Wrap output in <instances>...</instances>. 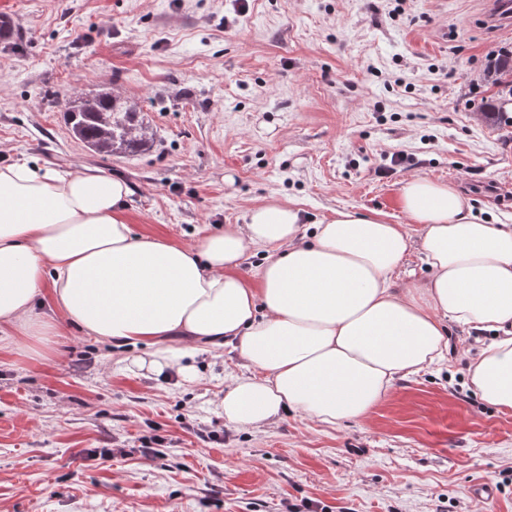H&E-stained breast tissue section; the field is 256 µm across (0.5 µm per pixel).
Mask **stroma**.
<instances>
[{
    "mask_svg": "<svg viewBox=\"0 0 512 512\" xmlns=\"http://www.w3.org/2000/svg\"><path fill=\"white\" fill-rule=\"evenodd\" d=\"M486 2L0 0L23 35L0 41V166L123 179L136 232L177 243L274 198L310 223L404 224L413 176L512 224V123L486 78L512 31L485 28ZM100 84L138 104L150 146L103 156L72 136L65 100ZM392 154L405 163L383 171ZM448 341L364 418L248 428L217 407L235 351L179 387L58 326L47 358L0 350V512H512V413L466 383L484 338L453 325ZM484 479L493 496L474 497Z\"/></svg>",
    "mask_w": 512,
    "mask_h": 512,
    "instance_id": "1",
    "label": "stroma"
}]
</instances>
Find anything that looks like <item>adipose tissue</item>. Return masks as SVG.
I'll list each match as a JSON object with an SVG mask.
<instances>
[{"label": "adipose tissue", "instance_id": "obj_1", "mask_svg": "<svg viewBox=\"0 0 512 512\" xmlns=\"http://www.w3.org/2000/svg\"><path fill=\"white\" fill-rule=\"evenodd\" d=\"M125 181L38 164L0 166V350L18 337L43 357L59 323L120 350L127 368L200 383L198 355L232 347L226 423L269 427L291 411L325 425L363 417L396 379L441 363L448 325L490 333L469 381L512 412V225L474 214L452 184L415 176L400 190L429 275L396 272L411 238L379 213L316 224L274 199L243 224L173 244L135 235ZM262 255L257 281L239 269Z\"/></svg>", "mask_w": 512, "mask_h": 512}]
</instances>
